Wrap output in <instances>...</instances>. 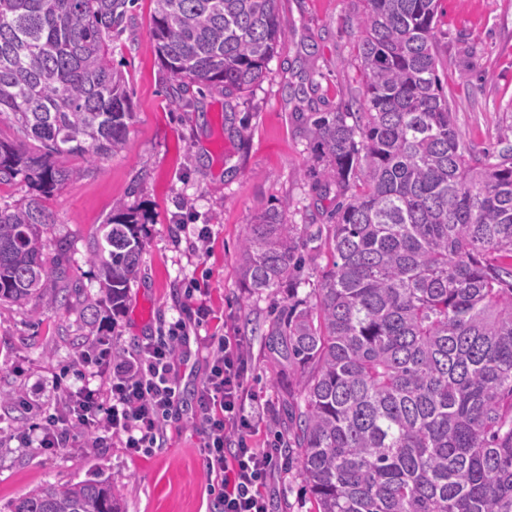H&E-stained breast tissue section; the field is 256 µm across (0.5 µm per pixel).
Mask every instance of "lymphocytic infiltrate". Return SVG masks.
<instances>
[{"label":"lymphocytic infiltrate","mask_w":512,"mask_h":512,"mask_svg":"<svg viewBox=\"0 0 512 512\" xmlns=\"http://www.w3.org/2000/svg\"><path fill=\"white\" fill-rule=\"evenodd\" d=\"M184 320L169 324L160 336L146 338L133 351L103 349L111 365L106 390L87 386L69 392L36 435L38 447L64 450L83 445L107 447L119 439L131 452L151 451L164 437L165 423L179 402L176 351L189 334ZM208 372L197 392L196 414L205 428L204 470L220 487L223 512H270L267 481L282 452L254 448V427L246 412V355L241 338L203 336Z\"/></svg>","instance_id":"f902f5d3"}]
</instances>
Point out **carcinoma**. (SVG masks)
<instances>
[{"mask_svg":"<svg viewBox=\"0 0 512 512\" xmlns=\"http://www.w3.org/2000/svg\"><path fill=\"white\" fill-rule=\"evenodd\" d=\"M135 0H0V182L32 190L0 209V304L71 306L58 247L43 258L42 198L126 141L132 113L112 69V31ZM277 0H153L150 34L183 91L230 98L261 78L287 35ZM363 98L314 120L323 175L343 188L326 236L332 262L310 309L273 330L300 370L288 410L315 512H512V147L465 144L439 83V0H361ZM91 260L111 309L125 303L142 222L118 201ZM286 211L260 213L240 275L274 292L300 267ZM10 512H124L107 480L46 484Z\"/></svg>","mask_w":512,"mask_h":512,"instance_id":"cac0c4a2","label":"carcinoma"}]
</instances>
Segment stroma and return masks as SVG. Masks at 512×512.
<instances>
[{
    "label": "stroma",
    "mask_w": 512,
    "mask_h": 512,
    "mask_svg": "<svg viewBox=\"0 0 512 512\" xmlns=\"http://www.w3.org/2000/svg\"><path fill=\"white\" fill-rule=\"evenodd\" d=\"M287 36L263 77L228 101L196 87L187 106L171 104L174 82L150 37L151 0H136L132 24L112 34V64L126 81L134 114L124 147L86 165L62 158L80 174L45 206L46 256L66 245L65 263L81 294L73 308L33 299L0 305V512L45 483L107 479L126 512H214L217 497L203 469V426L194 417L196 389L207 370L199 348L179 356L180 403L165 447L133 454L119 447L45 451L23 443L63 394L99 386L82 350L102 339L133 348L170 322L210 310L205 330L242 336L245 387L264 413L253 438L266 448L287 437L286 404L297 403L299 372L272 349L274 313L290 298L314 302L328 263L313 232L326 226L335 185L318 174L312 121L362 97L360 0H278ZM436 50L440 84L463 140L495 150L512 125V0H439ZM144 215L143 252L121 312L102 304L90 258L98 228L114 202ZM283 207L302 257L298 286L257 294L244 288L239 246L255 217ZM210 239L196 245L195 231ZM273 512H313L298 462L270 481Z\"/></svg>",
    "instance_id": "stroma-1"
}]
</instances>
